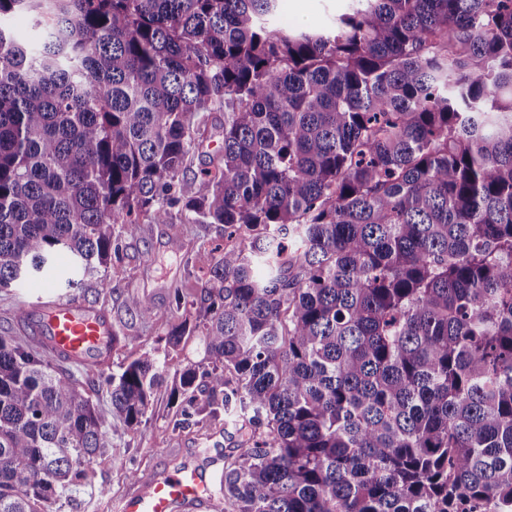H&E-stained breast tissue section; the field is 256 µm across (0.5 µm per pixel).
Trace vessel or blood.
Segmentation results:
<instances>
[{
	"instance_id": "1",
	"label": "vessel or blood",
	"mask_w": 512,
	"mask_h": 512,
	"mask_svg": "<svg viewBox=\"0 0 512 512\" xmlns=\"http://www.w3.org/2000/svg\"><path fill=\"white\" fill-rule=\"evenodd\" d=\"M22 333L46 354L65 362L99 365L112 358V320L107 310L68 299L34 309H21ZM224 459L216 454L205 466L186 465L153 478L134 489L121 512H172L176 503L190 504L195 512H220L222 505L210 490L207 474L221 475Z\"/></svg>"
}]
</instances>
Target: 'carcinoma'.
<instances>
[{"mask_svg": "<svg viewBox=\"0 0 512 512\" xmlns=\"http://www.w3.org/2000/svg\"><path fill=\"white\" fill-rule=\"evenodd\" d=\"M353 2L307 32L278 0H0L47 19L34 54L0 26V288L64 254L107 291L139 218L222 224L165 340L204 347L174 427L242 433L229 512H512V0ZM160 377L143 352L104 414L0 336V512L85 484ZM223 128L217 121L213 126L208 127V132L203 139L202 146L188 161V168L184 176V189L190 191L193 183L194 174L206 166L212 156H215L218 146L223 141Z\"/></svg>", "mask_w": 512, "mask_h": 512, "instance_id": "obj_1", "label": "carcinoma"}]
</instances>
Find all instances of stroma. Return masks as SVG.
Returning a JSON list of instances; mask_svg holds the SVG:
<instances>
[{"instance_id": "1", "label": "stroma", "mask_w": 512, "mask_h": 512, "mask_svg": "<svg viewBox=\"0 0 512 512\" xmlns=\"http://www.w3.org/2000/svg\"><path fill=\"white\" fill-rule=\"evenodd\" d=\"M350 0H278L276 21L290 29L322 30L335 25L346 12ZM180 250H172V241ZM226 240L220 224H196L174 219L170 224H154L141 219L136 236L125 238L123 252L110 262L104 274L113 289L107 293H86V305L106 309L113 321L126 324L125 332L133 336L131 344L117 347L103 374L118 370L147 350L164 351V336L176 324L178 313L170 299L172 288L195 293L208 278L209 271L222 252ZM42 277L0 289V335L23 342L14 322L17 311L36 302L37 285ZM151 297L154 309L147 320L129 317L125 308L128 295ZM178 407L169 400L168 385L158 387L142 424L128 429L116 425L107 439V451L91 466V479L66 494L61 512H103L105 503H119L131 490L127 466L139 470L140 479L172 472L189 463L201 462L206 453L222 449L231 454L240 441L237 426L229 424L210 430L188 428L173 431L172 421Z\"/></svg>"}]
</instances>
